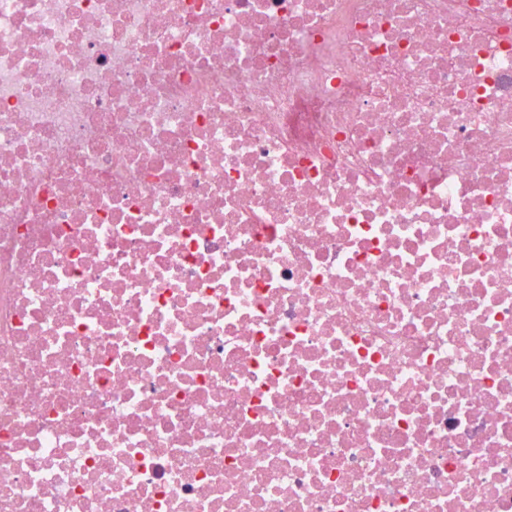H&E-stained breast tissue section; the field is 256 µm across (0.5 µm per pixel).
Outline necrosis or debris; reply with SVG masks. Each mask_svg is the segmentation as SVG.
Masks as SVG:
<instances>
[{
  "label": "necrosis or debris",
  "mask_w": 512,
  "mask_h": 512,
  "mask_svg": "<svg viewBox=\"0 0 512 512\" xmlns=\"http://www.w3.org/2000/svg\"><path fill=\"white\" fill-rule=\"evenodd\" d=\"M0 512H512V0H0Z\"/></svg>",
  "instance_id": "obj_1"
}]
</instances>
